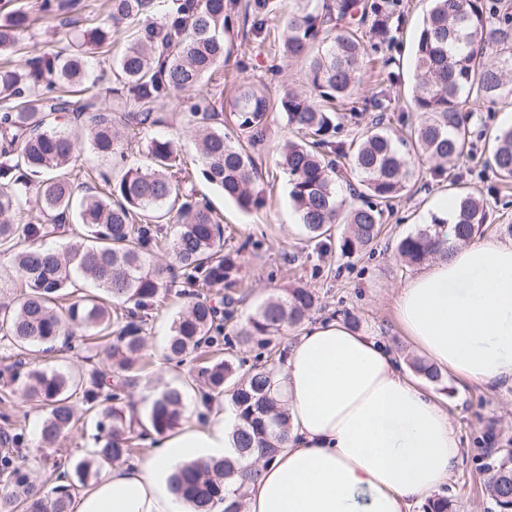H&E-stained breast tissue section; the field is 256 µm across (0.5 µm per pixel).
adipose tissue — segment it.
<instances>
[{"label": "adipose tissue", "mask_w": 512, "mask_h": 512, "mask_svg": "<svg viewBox=\"0 0 512 512\" xmlns=\"http://www.w3.org/2000/svg\"><path fill=\"white\" fill-rule=\"evenodd\" d=\"M407 338L438 366L487 385L512 382V242L454 248L398 290ZM280 385L288 440L243 485L244 512H412L447 481L459 454L448 411L401 373L374 337L341 321L309 326ZM232 411L163 436L143 462L115 465L70 512H188L169 489L175 467L221 460Z\"/></svg>", "instance_id": "1"}]
</instances>
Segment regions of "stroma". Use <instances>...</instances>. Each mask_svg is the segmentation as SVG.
<instances>
[{
  "label": "stroma",
  "mask_w": 512,
  "mask_h": 512,
  "mask_svg": "<svg viewBox=\"0 0 512 512\" xmlns=\"http://www.w3.org/2000/svg\"><path fill=\"white\" fill-rule=\"evenodd\" d=\"M229 23L224 31V102L232 104L247 88L263 91L279 99L285 90L308 88L307 63L288 57L283 48L284 24L297 10L296 0H273V9L264 23H257L246 13V0H225ZM429 0H400V9L392 20L391 39L379 42L365 34L364 79L353 98L340 99L331 108L341 122L338 140L351 141L375 119V108H367L352 117V101L374 97L387 107V123L399 137H406L418 115L410 106V91L415 82L413 50ZM70 37L67 28L49 20L38 21L30 38L16 52L1 62L16 65L26 56L65 46ZM198 91L177 94L160 108V121L151 135L170 137L182 152L184 163L198 168L194 150V132L186 123V114L198 98ZM470 126L477 132H491L512 121V97L495 102L470 101ZM282 113L269 115L265 142L256 151L257 177L262 207L244 212L225 200L223 193L200 178H193L194 193L206 196L220 214L224 226V250L237 254L240 284L232 289V317L224 325V337L245 366H262L266 351L257 345L242 346L239 331L246 327L255 307L284 289L302 286L314 290L319 304L309 315L310 323L344 320L354 315L359 330L374 336L390 352L402 372H410L411 343L404 335L394 311L400 285L417 274V267L401 260L396 244L400 238L428 223L437 210L440 197L455 196L463 190L482 197L487 204L488 221L482 239L512 241L503 227L512 224V188H502L484 165L485 155L474 152L449 163L445 177L433 176L429 166H422L414 186L408 188L385 210L382 233L367 250L342 254L338 247L318 249L299 222L289 197L288 177L277 165L281 145L295 138ZM182 301L176 297L159 300L151 312L146 331L145 351L151 363L130 385L121 387L126 408L145 415L152 398L165 386L180 385L197 366L195 355L182 362L166 358V339L172 315ZM72 352L47 354L31 348L25 357L29 367L58 366L75 376H88L102 368L97 341L72 337ZM11 360L0 357V392L11 391L9 402H0V441L23 434L18 462L31 479L54 485L57 473L87 456L94 448L97 430L93 416L82 417L79 425L63 440L57 451L39 448L38 430L47 415L40 402L26 399L23 382L14 376ZM446 390L425 384V391L437 398L450 415L459 441V455L448 480L438 490L453 504V512H498L486 491L493 459L512 451V383L500 381L477 386L455 375H447Z\"/></svg>",
  "instance_id": "stroma-1"
}]
</instances>
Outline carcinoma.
Returning <instances> with one entry per match:
<instances>
[{
	"label": "carcinoma",
	"mask_w": 512,
	"mask_h": 512,
	"mask_svg": "<svg viewBox=\"0 0 512 512\" xmlns=\"http://www.w3.org/2000/svg\"><path fill=\"white\" fill-rule=\"evenodd\" d=\"M79 0H40L38 15L15 10L0 22V56L14 51L40 19L55 20L75 32L67 51H46L23 63L0 66V252L13 254L11 276L25 289L0 301V340L13 366L25 364L31 345H52L65 336L105 340L108 370H93L83 381L59 370L27 372L25 394L49 407L40 432L42 447L52 450L87 413L98 416L104 438L90 455L73 466L77 481L48 489L23 474L15 450L0 453V512H69L77 485L85 484L102 463L126 462L153 431L170 432L182 424L185 393L168 387L151 403L144 420L119 404L120 394L106 393L104 378L131 383L141 369L150 311L159 298L181 284L178 295L190 297L177 312L167 337L168 359L201 348L215 355L195 375L204 404L223 397L235 412L234 459L193 461L170 477L176 496L197 512H241L229 489L254 474V454L271 458L288 438V416L275 364L243 369L234 353L221 348L229 312L207 300L193 299L188 288L203 281L230 288L238 266L224 253V228L204 199L185 191L195 172L184 166L174 142L152 138L146 168L127 164L137 135L158 123L157 111L172 95L208 81L212 89L188 112L196 132L201 174L239 209L250 211L262 199L252 185L256 162L246 146L263 138L269 113L285 114L299 135L287 141L279 166L288 174L289 197L310 239L332 241L333 226L344 225L343 254L371 246L381 234L382 206L409 187L419 166L429 163L439 175L448 162L464 155L470 131L461 122L469 98L491 102L512 96V14L489 0H431L419 28L411 104L420 121L411 140L394 136L381 122L350 144L335 141L336 113L294 90L270 103L247 89L233 112L247 144L224 136V96L219 64L224 58V0H110L107 18L90 29L77 28L71 17ZM395 0H326L322 11L311 0L288 18L284 51L308 60L309 83L322 100L351 96L360 84L364 54L360 26L381 40L390 34ZM162 14L155 23L153 15ZM143 23L115 64L123 109L101 100V76L94 74L91 48L112 44L129 22ZM86 92L85 101H70V86ZM496 147L487 165L500 180L512 182V126L494 136ZM113 160L118 171L102 175L106 190L85 184L75 197L72 173L81 152ZM350 155L357 183L349 185L355 205L339 197L338 170L331 155ZM487 220L483 200L471 193L456 198L453 223L437 214L430 223L402 237L397 252L419 265L474 238ZM179 225L170 239L168 224ZM69 232L59 249L41 240L55 231ZM162 254L171 259L153 263ZM306 288H291L258 306L238 333V343L271 344L285 327H301L316 305ZM413 371L430 383L443 384L435 366L414 360ZM489 492L499 512H512V455L491 464Z\"/></svg>",
	"instance_id": "cac0c4a2"
}]
</instances>
